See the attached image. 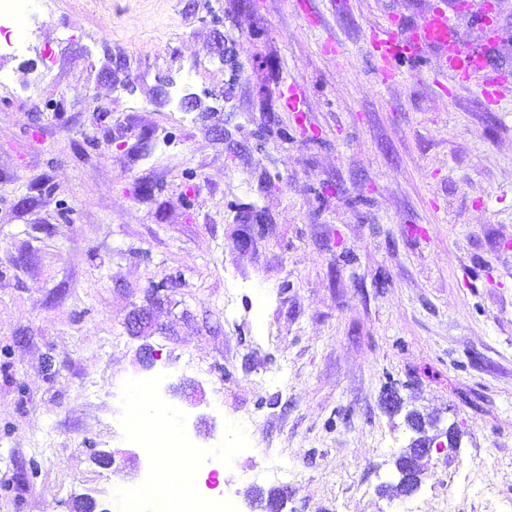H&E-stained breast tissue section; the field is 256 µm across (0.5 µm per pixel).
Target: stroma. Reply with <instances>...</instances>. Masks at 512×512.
Returning a JSON list of instances; mask_svg holds the SVG:
<instances>
[{"label":"stroma","mask_w":512,"mask_h":512,"mask_svg":"<svg viewBox=\"0 0 512 512\" xmlns=\"http://www.w3.org/2000/svg\"><path fill=\"white\" fill-rule=\"evenodd\" d=\"M436 2L38 0L0 54V512H122L143 383L238 512H512V0L461 89L365 47ZM412 410L461 445L392 500Z\"/></svg>","instance_id":"stroma-1"}]
</instances>
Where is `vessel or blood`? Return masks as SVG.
<instances>
[{
    "label": "vessel or blood",
    "mask_w": 512,
    "mask_h": 512,
    "mask_svg": "<svg viewBox=\"0 0 512 512\" xmlns=\"http://www.w3.org/2000/svg\"><path fill=\"white\" fill-rule=\"evenodd\" d=\"M464 35L454 14L438 9L415 21L389 23L370 30L368 52L381 64L382 80H390L406 72H423L428 68L426 51L440 49L438 70L461 79L470 72L483 69L488 56L483 50L463 49Z\"/></svg>",
    "instance_id": "vessel-or-blood-1"
}]
</instances>
